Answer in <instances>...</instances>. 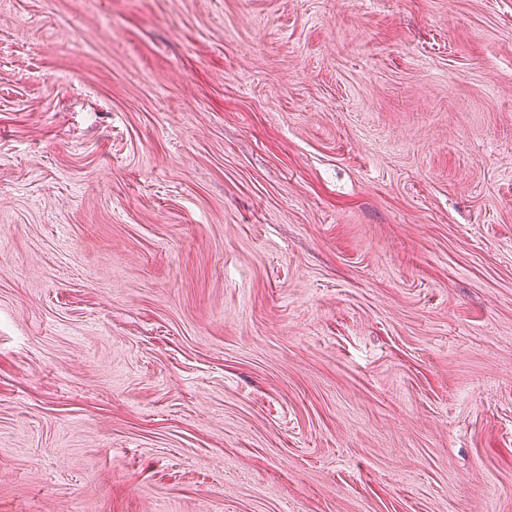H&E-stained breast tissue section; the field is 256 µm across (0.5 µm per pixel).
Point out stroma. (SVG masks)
Listing matches in <instances>:
<instances>
[{
	"label": "stroma",
	"instance_id": "obj_1",
	"mask_svg": "<svg viewBox=\"0 0 512 512\" xmlns=\"http://www.w3.org/2000/svg\"><path fill=\"white\" fill-rule=\"evenodd\" d=\"M0 512H512V0H0Z\"/></svg>",
	"mask_w": 512,
	"mask_h": 512
}]
</instances>
